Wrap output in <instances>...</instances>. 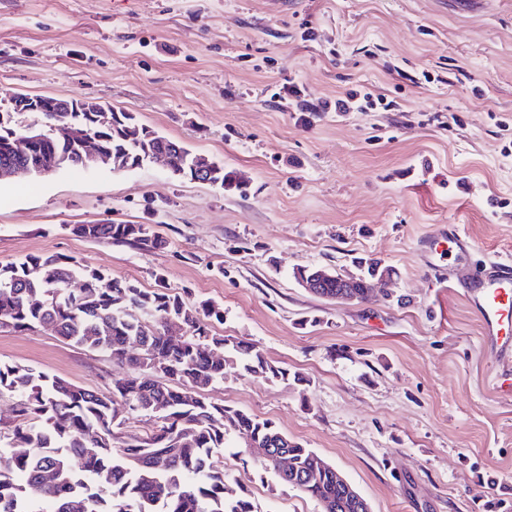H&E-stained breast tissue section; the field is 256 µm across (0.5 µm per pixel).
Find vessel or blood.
<instances>
[{"label":"vessel or blood","instance_id":"1","mask_svg":"<svg viewBox=\"0 0 512 512\" xmlns=\"http://www.w3.org/2000/svg\"><path fill=\"white\" fill-rule=\"evenodd\" d=\"M440 237L448 245V256L462 261L471 247L467 233L456 224L443 228ZM460 285L482 323L484 340L502 360L512 361V260L498 258L479 274Z\"/></svg>","mask_w":512,"mask_h":512}]
</instances>
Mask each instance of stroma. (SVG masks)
<instances>
[{
	"mask_svg": "<svg viewBox=\"0 0 512 512\" xmlns=\"http://www.w3.org/2000/svg\"><path fill=\"white\" fill-rule=\"evenodd\" d=\"M357 90L380 104L340 112ZM91 98L222 161L240 196L160 165L0 180V266L70 256L224 310L213 335L286 371L228 369L206 398L330 462L372 512H512V399L461 277L512 256V0H0V99ZM321 116L309 120L310 108ZM146 224L159 249L77 224ZM459 224L460 264L422 242ZM396 275L320 298L299 266ZM0 362L109 392L126 368L50 330H0ZM256 512H321L241 440L214 454Z\"/></svg>",
	"mask_w": 512,
	"mask_h": 512,
	"instance_id": "obj_1",
	"label": "stroma"
}]
</instances>
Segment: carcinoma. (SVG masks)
<instances>
[{
	"mask_svg": "<svg viewBox=\"0 0 512 512\" xmlns=\"http://www.w3.org/2000/svg\"><path fill=\"white\" fill-rule=\"evenodd\" d=\"M42 113L43 138L27 152L13 148L17 124L13 103L0 110V169L29 176L46 170L36 160L47 157L56 170L90 168L110 163L115 170H133L164 154L171 172L200 178L198 155L181 143L139 123L131 112ZM77 124L86 139L61 135ZM205 177L226 192H246L237 172L213 159ZM73 232L98 242L126 243L157 249L164 240L146 224L120 222L77 224ZM356 279L336 281L337 272L300 266L297 283L314 281V293L328 300L347 289L367 298L370 275L394 270L381 260L353 258ZM81 281L74 289L72 283ZM149 315L147 324L136 313ZM0 320L15 331L48 328L55 335L107 354L128 368L127 377L102 393L73 385L31 369L0 364V392L18 395L17 417L5 431L8 451L0 448V512H33L28 503L48 499L53 512H256L244 496L224 483V471L211 465L215 449L233 433L248 448L288 455V472L271 462L260 463L279 480L317 499L325 512H366L347 497L336 468L316 452L288 438L272 422L206 399L199 390L224 380L228 365L241 364L249 375L268 379L286 376L262 353L210 334L224 311L207 302L195 307L186 293L165 287L144 290L106 271L89 268L64 256H33L0 267ZM183 323V340L172 344L166 330ZM160 420L158 429L116 447L113 426L119 407ZM24 452L17 454L15 449Z\"/></svg>",
	"mask_w": 512,
	"mask_h": 512,
	"instance_id": "obj_1",
	"label": "carcinoma"
}]
</instances>
